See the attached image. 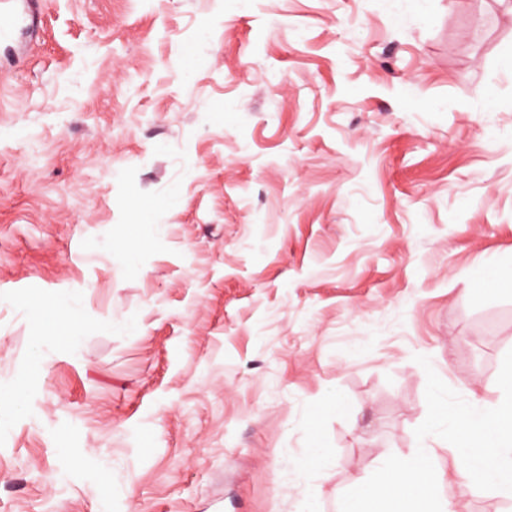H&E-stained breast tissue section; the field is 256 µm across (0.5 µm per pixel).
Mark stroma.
I'll return each mask as SVG.
<instances>
[{
  "mask_svg": "<svg viewBox=\"0 0 512 512\" xmlns=\"http://www.w3.org/2000/svg\"><path fill=\"white\" fill-rule=\"evenodd\" d=\"M492 264L512 0H38L0 43V387L25 382L0 512H306L283 467L314 446L336 512L416 451V356L496 400ZM65 295L80 338L35 341ZM432 453L441 492L502 512Z\"/></svg>",
  "mask_w": 512,
  "mask_h": 512,
  "instance_id": "obj_1",
  "label": "stroma"
}]
</instances>
